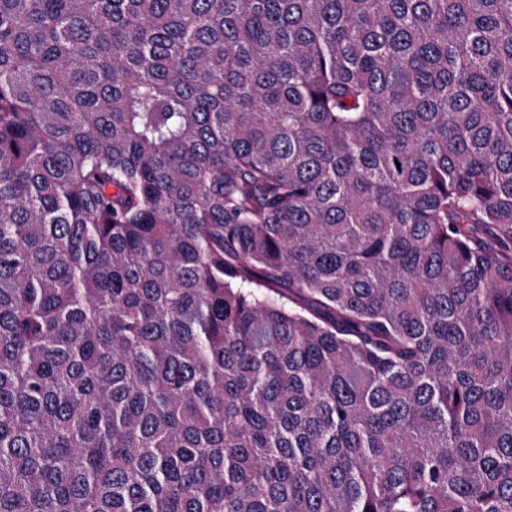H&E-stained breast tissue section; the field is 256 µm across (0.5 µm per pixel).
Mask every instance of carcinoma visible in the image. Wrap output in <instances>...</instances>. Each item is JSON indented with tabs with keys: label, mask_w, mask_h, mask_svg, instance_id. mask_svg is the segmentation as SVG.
I'll use <instances>...</instances> for the list:
<instances>
[{
	"label": "carcinoma",
	"mask_w": 512,
	"mask_h": 512,
	"mask_svg": "<svg viewBox=\"0 0 512 512\" xmlns=\"http://www.w3.org/2000/svg\"><path fill=\"white\" fill-rule=\"evenodd\" d=\"M0 512H512V0H0Z\"/></svg>",
	"instance_id": "cac0c4a2"
}]
</instances>
